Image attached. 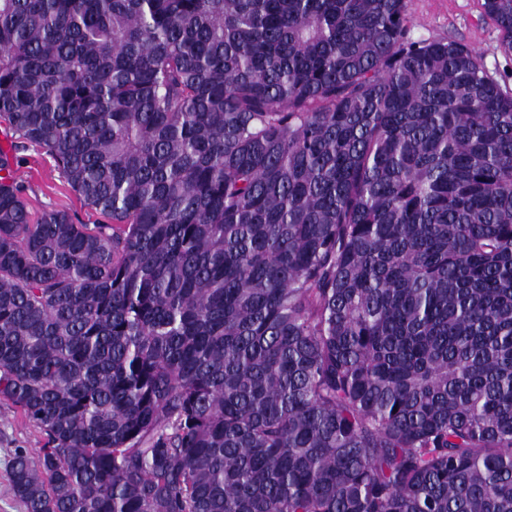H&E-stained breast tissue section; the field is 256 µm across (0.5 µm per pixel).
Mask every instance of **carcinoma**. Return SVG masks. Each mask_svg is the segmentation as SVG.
<instances>
[{"label": "carcinoma", "mask_w": 512, "mask_h": 512, "mask_svg": "<svg viewBox=\"0 0 512 512\" xmlns=\"http://www.w3.org/2000/svg\"><path fill=\"white\" fill-rule=\"evenodd\" d=\"M0 133L24 512H512V89L470 45L406 0H0ZM30 145L104 222L33 216Z\"/></svg>", "instance_id": "1"}]
</instances>
